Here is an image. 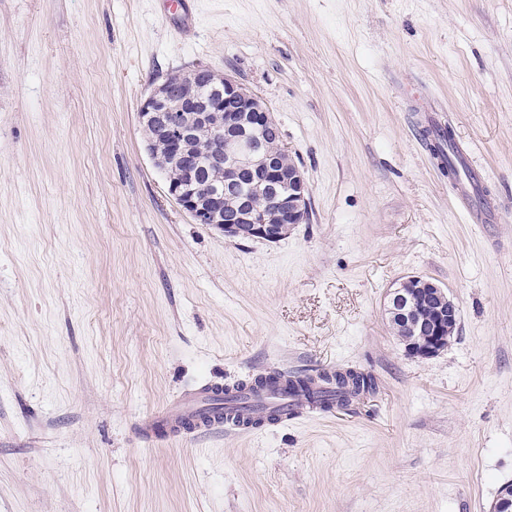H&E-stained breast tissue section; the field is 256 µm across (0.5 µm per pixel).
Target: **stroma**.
<instances>
[{
  "instance_id": "1",
  "label": "stroma",
  "mask_w": 512,
  "mask_h": 512,
  "mask_svg": "<svg viewBox=\"0 0 512 512\" xmlns=\"http://www.w3.org/2000/svg\"><path fill=\"white\" fill-rule=\"evenodd\" d=\"M0 0V512H488L512 483V0ZM207 66L270 107L310 187L285 238L170 197L138 112ZM479 179L472 224L414 122ZM420 276L437 356L384 310ZM372 373L347 410L155 442L189 386ZM408 280L420 281L421 284L417 288H404ZM444 291L437 284L418 276H411L403 280L398 287L389 289L386 311L390 321L396 320L413 327H418V324L412 323L411 316L416 310L417 302L421 301L420 297L424 299L433 297L441 302V307L437 310V319L432 323L429 333L416 335L405 344L408 354L419 358H430L448 346V332L456 323L459 312L457 305L451 299H447ZM444 305L447 307L443 308Z\"/></svg>"
}]
</instances>
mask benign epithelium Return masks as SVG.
I'll list each match as a JSON object with an SVG mask.
<instances>
[{"instance_id":"7a95c632","label":"benign epithelium","mask_w":512,"mask_h":512,"mask_svg":"<svg viewBox=\"0 0 512 512\" xmlns=\"http://www.w3.org/2000/svg\"><path fill=\"white\" fill-rule=\"evenodd\" d=\"M230 102L236 106H228ZM138 115L141 123L154 129L146 150L155 166L165 172L179 169V176L167 179L168 193L195 223L215 226L229 238L268 242L304 223L309 193L304 172L293 160L285 164L260 150L261 137L278 123L265 101L234 77L207 67L171 73L152 85ZM193 141L212 143L208 170L218 185L203 197L189 188L199 166ZM245 173L250 186L266 197L265 208H254L250 196L239 191ZM410 280L421 284L408 288L403 281L388 291L387 314L392 321L410 325L420 298L440 300L429 333L405 344L408 354L430 358L448 346L458 307L437 284L418 276ZM490 512H512L511 483L500 487Z\"/></svg>"}]
</instances>
